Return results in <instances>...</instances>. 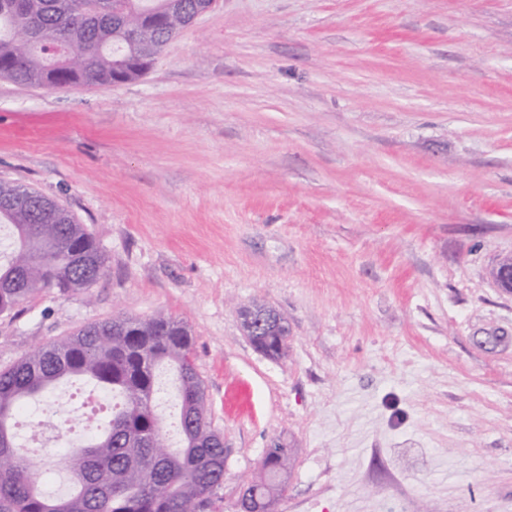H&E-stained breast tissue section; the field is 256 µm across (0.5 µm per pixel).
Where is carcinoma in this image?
Listing matches in <instances>:
<instances>
[{
	"instance_id": "1",
	"label": "carcinoma",
	"mask_w": 512,
	"mask_h": 512,
	"mask_svg": "<svg viewBox=\"0 0 512 512\" xmlns=\"http://www.w3.org/2000/svg\"><path fill=\"white\" fill-rule=\"evenodd\" d=\"M198 0H0V77L44 85L53 46L61 51L57 82L112 85L126 68L136 79L187 22L183 5ZM0 314L43 289L90 287L106 256L73 215L20 185L0 182ZM256 349L288 354V323L271 327ZM177 374L180 447L168 444L157 413L159 374ZM72 377L116 400L102 426L58 465L70 475L62 497L41 489L32 460L16 446L15 428L31 399ZM290 454L265 453V477L244 487L241 512H264L284 487ZM224 484V437L208 419L206 387L196 368L189 327L164 314L119 316L81 327L0 369V512H213Z\"/></svg>"
}]
</instances>
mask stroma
<instances>
[{"instance_id":"stroma-1","label":"stroma","mask_w":512,"mask_h":512,"mask_svg":"<svg viewBox=\"0 0 512 512\" xmlns=\"http://www.w3.org/2000/svg\"><path fill=\"white\" fill-rule=\"evenodd\" d=\"M0 181L107 257L0 315V369L91 322L184 320L217 512L275 441L274 512H512V0H219L134 82L0 78ZM255 300L287 357L243 334ZM76 389L27 419L76 418ZM279 325L271 327L261 336L256 346L258 351L271 358H281L288 354V323L281 316Z\"/></svg>"}]
</instances>
